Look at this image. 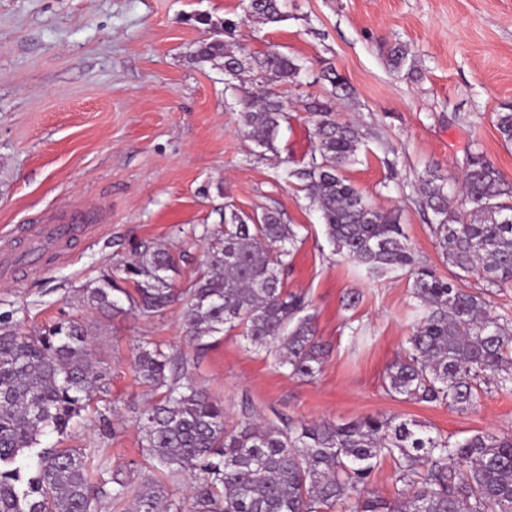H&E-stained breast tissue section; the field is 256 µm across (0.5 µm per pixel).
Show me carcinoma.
Returning a JSON list of instances; mask_svg holds the SVG:
<instances>
[{"label":"carcinoma","instance_id":"cac0c4a2","mask_svg":"<svg viewBox=\"0 0 512 512\" xmlns=\"http://www.w3.org/2000/svg\"><path fill=\"white\" fill-rule=\"evenodd\" d=\"M281 18V0H252L245 16L263 24ZM198 22L215 32L199 46L198 62L222 64L235 104L244 109L246 136L276 152L283 100L275 87L298 83L301 65L272 48L245 53L230 41L237 28L231 20L215 23L200 15ZM306 106L317 154L287 177L302 183L333 251L372 276L399 270L412 276L420 313L404 357L390 368L391 392L467 410L478 404L483 384L511 391L512 321L492 315L484 298L460 282L461 273L477 271L492 286H512V186L478 154L457 197L446 177L423 178L420 193L435 217L432 233L459 272L447 277L417 268L399 217L370 205L344 175L361 150L358 127L336 121L328 102ZM495 123L512 143V110L496 113ZM459 197L467 207L456 204ZM297 242L278 210L265 207L251 216L229 204L190 288H173V254L156 248L126 268L134 292L105 279L83 289L84 297L104 313L123 311L126 301L154 315L180 302L190 340L239 330L254 348L274 351L290 375L311 379L327 351L305 296L284 287ZM133 371L141 383L163 390L138 421L141 444L165 478L197 476L187 507L157 478L136 487L117 475L104 478L76 448L36 450L40 436L66 433L90 399L105 391L108 369L92 358L80 321L29 334L0 315V512H93L99 496L115 505L130 501V512H333L347 500L354 501L351 512H512V436L477 433L453 442L415 420L379 414L283 428L252 420L229 431L223 405L180 383L184 363L176 355L159 345L142 348ZM386 457L402 483L394 503L369 488Z\"/></svg>","mask_w":512,"mask_h":512}]
</instances>
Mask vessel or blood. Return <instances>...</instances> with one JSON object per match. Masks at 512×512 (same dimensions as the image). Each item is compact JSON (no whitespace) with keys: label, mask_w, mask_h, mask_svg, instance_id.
<instances>
[{"label":"vessel or blood","mask_w":512,"mask_h":512,"mask_svg":"<svg viewBox=\"0 0 512 512\" xmlns=\"http://www.w3.org/2000/svg\"><path fill=\"white\" fill-rule=\"evenodd\" d=\"M92 230L93 227L87 224L84 213L74 209L65 215L52 217L50 223L35 225L24 254L20 255L13 251L9 240H0V276L9 277L17 257L36 262L45 251L54 248L61 241L70 237L89 235Z\"/></svg>","instance_id":"vessel-or-blood-1"}]
</instances>
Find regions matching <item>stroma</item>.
Returning <instances> with one entry per match:
<instances>
[{
    "label": "stroma",
    "mask_w": 512,
    "mask_h": 512,
    "mask_svg": "<svg viewBox=\"0 0 512 512\" xmlns=\"http://www.w3.org/2000/svg\"><path fill=\"white\" fill-rule=\"evenodd\" d=\"M243 0H0V231L38 224L48 211L88 210L95 237L65 245L42 269L0 281V313L26 332L81 320L93 356L110 371L64 435L44 448H81L104 475L139 484L152 473L138 421L157 393L130 363L138 347L161 345L185 361L193 385L224 405L227 428L260 418L278 426L397 415L460 440L512 436V393L489 389L475 408L409 401L390 393L388 372L403 356L417 304L404 273L372 279L341 261L317 212L288 169L314 152L307 97L334 100L336 117L364 141L347 177L374 207L399 215L417 265L453 268L430 227L418 185L427 173L456 183L483 154L512 183V144L495 114L512 106V0H284L282 21L244 18ZM239 21L248 51L268 47L298 59L299 85L281 84L285 118L275 153L244 135L243 109L224 91L222 68L196 60L208 27ZM406 44L413 69L394 70L388 51ZM334 66L352 93L334 99L318 81ZM251 213L278 208L300 243L286 281L306 294L329 351L312 380L290 376L276 355L239 332L188 341L183 307L147 316L105 315L84 288L112 278L138 253L164 246L177 260L175 288H190L204 237L225 205Z\"/></svg>",
    "instance_id": "35a3bbf8"
}]
</instances>
